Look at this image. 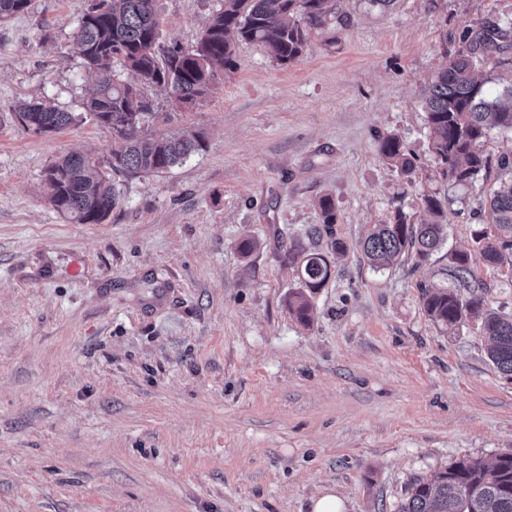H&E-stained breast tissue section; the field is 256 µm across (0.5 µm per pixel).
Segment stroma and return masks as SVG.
I'll use <instances>...</instances> for the list:
<instances>
[{
	"instance_id": "stroma-1",
	"label": "stroma",
	"mask_w": 512,
	"mask_h": 512,
	"mask_svg": "<svg viewBox=\"0 0 512 512\" xmlns=\"http://www.w3.org/2000/svg\"><path fill=\"white\" fill-rule=\"evenodd\" d=\"M214 4L158 0L164 40L192 45ZM79 6L31 0L0 19V512H311L323 492L342 512H393L415 478L512 450V376L474 330L442 333L422 308V287L449 283L445 260L376 271L359 248L395 209L428 220V195L447 201V248L487 223L489 182L433 180L420 94L512 0H334L290 65L239 40L236 69L195 106L149 88L144 134L191 127L206 148L119 177L101 224L63 218L42 190L58 157L112 150L83 117ZM41 98L81 123L26 132L12 113ZM386 135L414 173L378 153ZM326 194L336 222L317 238ZM334 239L346 251L301 323L283 254Z\"/></svg>"
}]
</instances>
